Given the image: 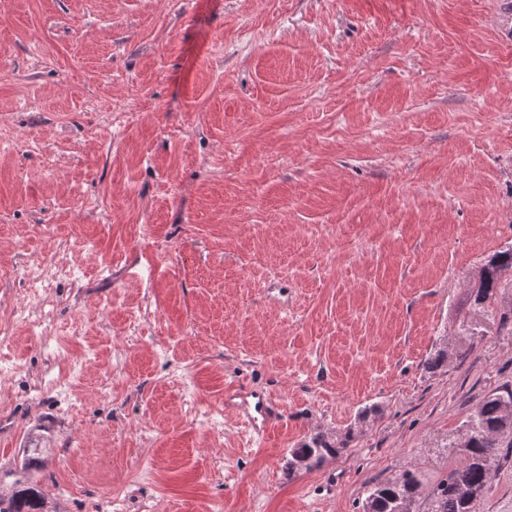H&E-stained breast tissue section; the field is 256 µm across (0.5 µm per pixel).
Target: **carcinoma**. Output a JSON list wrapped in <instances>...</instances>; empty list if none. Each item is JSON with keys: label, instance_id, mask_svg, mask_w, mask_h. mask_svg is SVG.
<instances>
[{"label": "carcinoma", "instance_id": "1", "mask_svg": "<svg viewBox=\"0 0 512 512\" xmlns=\"http://www.w3.org/2000/svg\"><path fill=\"white\" fill-rule=\"evenodd\" d=\"M512 276V247L498 252L482 268L474 304L486 308L498 302L504 287L503 277ZM470 435L461 451L460 463L448 473L429 496L427 512H467L465 499L474 492L489 490L491 470L500 449L512 448V387L499 388L483 397L469 416ZM350 433L333 438L323 432L290 450L288 470L310 471L326 457H338L348 447ZM420 482L412 470L393 480L369 488L364 512H395L404 499L413 500ZM0 512H41L39 496L32 487L15 491L9 498L0 496Z\"/></svg>", "mask_w": 512, "mask_h": 512}]
</instances>
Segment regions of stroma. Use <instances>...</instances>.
I'll return each instance as SVG.
<instances>
[{
  "mask_svg": "<svg viewBox=\"0 0 512 512\" xmlns=\"http://www.w3.org/2000/svg\"><path fill=\"white\" fill-rule=\"evenodd\" d=\"M511 246L506 0H0V489L44 512L428 494L512 385V300H470ZM40 260L76 275L34 296ZM475 512H512L511 449ZM235 399L240 401H234ZM225 403L238 415L246 418L248 425L258 437H263L279 418L278 410L271 400L248 386L232 387L227 390ZM351 431H347L344 438L328 436L323 432L316 433L309 441L302 443L299 448L290 450L291 458L288 460V470L310 471L319 466L326 457H338L348 447ZM419 487L420 482L415 472L405 470L396 479L373 484L367 491L363 510L364 512H396L402 500L413 501ZM409 506V503L403 502L398 510L410 511Z\"/></svg>",
  "mask_w": 512,
  "mask_h": 512,
  "instance_id": "stroma-1",
  "label": "stroma"
}]
</instances>
